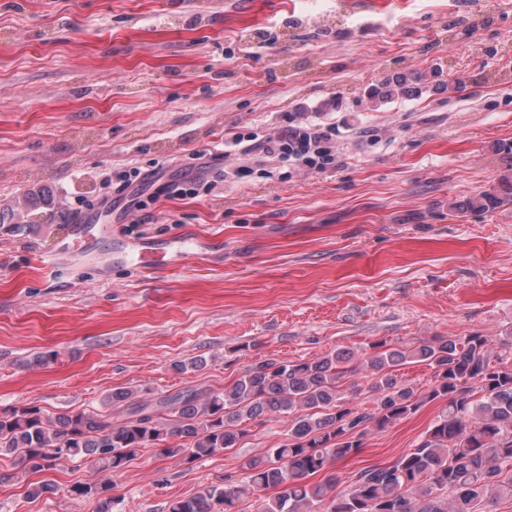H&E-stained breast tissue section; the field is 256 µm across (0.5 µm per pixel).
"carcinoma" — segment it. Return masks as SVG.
<instances>
[{"instance_id": "carcinoma-1", "label": "carcinoma", "mask_w": 512, "mask_h": 512, "mask_svg": "<svg viewBox=\"0 0 512 512\" xmlns=\"http://www.w3.org/2000/svg\"><path fill=\"white\" fill-rule=\"evenodd\" d=\"M462 79L432 81L393 72L373 85L378 105L398 91L416 97L460 89ZM27 203L56 217L49 191L27 193ZM488 338L432 339L360 357L340 348L298 362L253 365L222 392L189 389L156 402L117 388L103 409L46 416L24 407L0 417V451L16 453L25 469L44 470L58 461L88 456L103 471L116 472L142 448L166 443L163 452L189 461L233 448L247 434L246 422L288 417V440L246 463L245 480L209 487L175 499L168 512H242L260 499L256 512H499L512 501V366L492 363ZM424 363L434 371L427 396L398 379L399 367ZM361 371L378 393L374 410L350 406L346 379ZM444 401L441 416L424 439L393 463L363 468L350 488L331 493L336 475L312 477L351 456L369 431L383 430L414 413L424 398ZM276 489L274 497L261 492ZM108 483H77L69 492L97 497V512H112Z\"/></svg>"}]
</instances>
